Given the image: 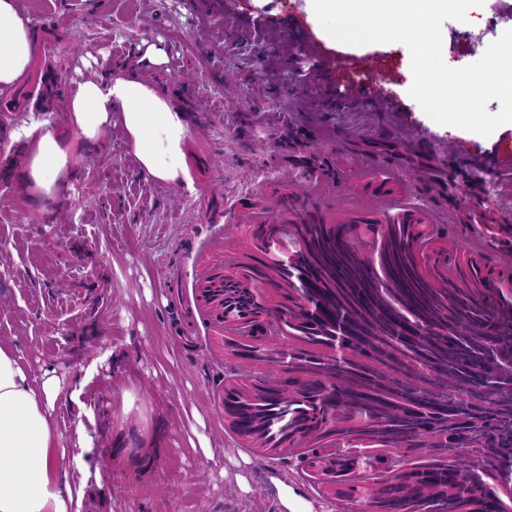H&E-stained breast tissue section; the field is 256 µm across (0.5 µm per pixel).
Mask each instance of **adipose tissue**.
I'll use <instances>...</instances> for the list:
<instances>
[{"mask_svg":"<svg viewBox=\"0 0 512 512\" xmlns=\"http://www.w3.org/2000/svg\"><path fill=\"white\" fill-rule=\"evenodd\" d=\"M33 40L16 0H0V84H14L30 67ZM69 108L78 131L79 149L93 148L103 127L116 118L134 138L142 166L159 179L177 176L180 144L187 128L147 84L105 71L77 82ZM16 141L33 153L31 176L39 187H66L76 172L54 130L33 134L23 128ZM61 391L49 372L35 373L22 350L0 341V512H73L90 477L85 455L93 446L84 428L63 441L55 420ZM137 396L121 392V409L112 419L116 448H158L157 428L132 421Z\"/></svg>","mask_w":512,"mask_h":512,"instance_id":"ef3b65f1","label":"adipose tissue"}]
</instances>
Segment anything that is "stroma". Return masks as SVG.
<instances>
[{"instance_id": "stroma-1", "label": "stroma", "mask_w": 512, "mask_h": 512, "mask_svg": "<svg viewBox=\"0 0 512 512\" xmlns=\"http://www.w3.org/2000/svg\"><path fill=\"white\" fill-rule=\"evenodd\" d=\"M17 2L38 51L14 85L19 110L0 114V341L19 343L34 372L92 376L89 419L65 393L55 411L62 433L81 422L94 438L98 475L78 512H288L291 494L332 512L297 458L260 461L227 428L221 399L237 360L197 304L199 280L225 257H244L247 210L333 224L382 218L410 196L450 237L494 240L483 263L510 275L512 165L499 158L512 128L484 137L435 123L408 94L403 45L341 43L304 0ZM261 11L277 28L245 25ZM468 17L442 27L453 68L472 61L467 35L492 42L512 30V0H485ZM331 62L357 80L385 69L404 111L309 80ZM105 69L135 75L183 112L186 176L149 175L116 124L77 155L67 192L36 187L12 132L36 124L72 141L70 90ZM305 168L316 179L297 182ZM388 176L402 186L386 191ZM126 388L164 434L133 466L112 457L111 410Z\"/></svg>"}]
</instances>
